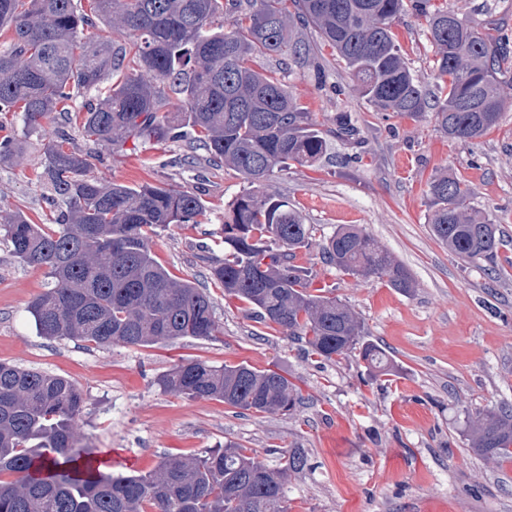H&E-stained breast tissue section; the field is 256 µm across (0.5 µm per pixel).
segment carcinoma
<instances>
[{
    "label": "carcinoma",
    "instance_id": "1",
    "mask_svg": "<svg viewBox=\"0 0 512 512\" xmlns=\"http://www.w3.org/2000/svg\"><path fill=\"white\" fill-rule=\"evenodd\" d=\"M426 19L436 93L413 75L393 31L408 11ZM101 19L125 43L95 41L85 31ZM231 30L224 31V24ZM312 27L336 52L354 89L379 112L418 119L469 142L499 125L506 100L500 76L512 70V39L432 0H95L93 14L75 0H0V30L12 32L0 51V112H20L22 135L78 97L81 128L98 144L127 140L186 141L243 176L248 188L224 211V261L211 279L248 305L262 322L327 361L355 350L369 372L389 374L393 361L340 299L313 290L312 269L299 252L318 249L320 262L363 279H381L403 293L415 279L365 229L316 228L285 197L265 190L278 172L310 166L327 153L329 136L355 139L351 113L321 130L258 59L310 61L299 31ZM23 141L0 139V164L22 153ZM88 155L52 144L47 185L62 198L56 227L15 215L6 224L12 255L48 270L54 287L28 312L38 334L97 347L150 346L219 333L210 296L156 258L159 228L195 224L200 195L173 187L128 186L86 174ZM474 188L439 174L428 185V224L448 252L494 271L505 236L472 205ZM161 385L191 399L215 400L255 413H288L296 388L272 370L246 364L177 365ZM83 395L70 379L0 362V512H288L284 486L306 465L293 448L271 469L251 449L227 443L198 456L168 454L148 472L106 474L98 453L82 445L76 422ZM470 448L493 461L512 460V408L467 418Z\"/></svg>",
    "mask_w": 512,
    "mask_h": 512
}]
</instances>
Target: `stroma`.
<instances>
[{
    "instance_id": "1",
    "label": "stroma",
    "mask_w": 512,
    "mask_h": 512,
    "mask_svg": "<svg viewBox=\"0 0 512 512\" xmlns=\"http://www.w3.org/2000/svg\"><path fill=\"white\" fill-rule=\"evenodd\" d=\"M449 8L512 35V0H443ZM427 23L414 14L394 27L414 75L434 85ZM279 70L297 103L317 121L352 114L361 144L335 139L336 161L276 174L268 192L287 197L319 234L360 224L413 273L404 294L377 280L344 276L315 254L303 261L332 289L393 359L392 375L371 377L357 353L326 361L308 354L214 285L210 267L224 257L218 235L224 210L246 187L243 177L184 142L89 143L78 123L60 117L27 138L14 161L0 164V221L21 212L53 223L57 206L39 178L48 135L90 151L91 175L126 185H172L200 193V223L158 230L153 252L170 272L206 289L220 326L210 339L178 338L148 347L98 348L39 336L29 302L50 288L45 269L18 264L0 234V361L71 379L82 391L81 437L112 473L149 471L166 454L200 455L224 443L253 449L279 467L303 449L304 470L286 484L289 512H512V462L472 452L466 416L512 405V243L489 280L450 255L428 225L427 184L446 172L471 184L477 209L492 213L512 240V73L499 126L473 142H449L430 118L377 111L353 89L331 47L314 65ZM273 369L300 391L288 414H259L165 390L160 376L187 359Z\"/></svg>"
}]
</instances>
